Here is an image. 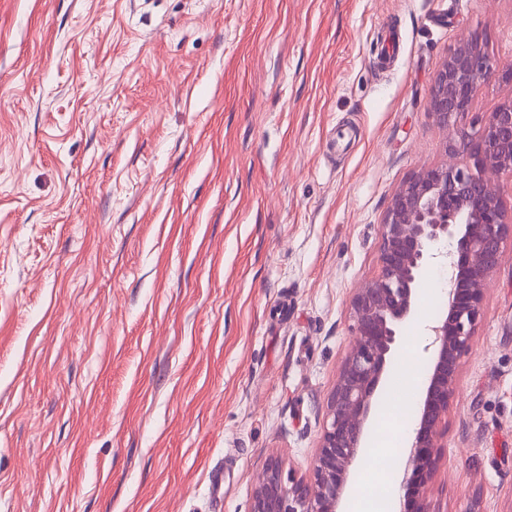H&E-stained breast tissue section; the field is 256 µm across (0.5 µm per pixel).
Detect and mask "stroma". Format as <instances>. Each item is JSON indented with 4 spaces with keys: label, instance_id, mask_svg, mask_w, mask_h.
<instances>
[{
    "label": "stroma",
    "instance_id": "1",
    "mask_svg": "<svg viewBox=\"0 0 512 512\" xmlns=\"http://www.w3.org/2000/svg\"><path fill=\"white\" fill-rule=\"evenodd\" d=\"M475 34L512 65V0H0V512H250L270 457L307 471ZM447 277L382 395L424 381ZM442 444L433 512H512L511 249Z\"/></svg>",
    "mask_w": 512,
    "mask_h": 512
}]
</instances>
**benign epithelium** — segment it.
Returning a JSON list of instances; mask_svg holds the SVG:
<instances>
[{
  "label": "benign epithelium",
  "mask_w": 512,
  "mask_h": 512,
  "mask_svg": "<svg viewBox=\"0 0 512 512\" xmlns=\"http://www.w3.org/2000/svg\"><path fill=\"white\" fill-rule=\"evenodd\" d=\"M495 72L512 83V67L499 66L474 37L452 49L435 75L429 109L439 126L453 130L448 162L420 169L392 197L379 228L378 274L347 304L352 342L327 399L310 467L299 475L271 458L250 512H342L387 362L415 306L421 270L432 245L450 238L456 240L451 288L442 317L430 328L431 373L400 481L398 512H431L424 489L438 470L459 363L475 336L487 284L512 243V203L493 182L495 176L512 178V99L478 123L466 121Z\"/></svg>",
  "instance_id": "benign-epithelium-1"
}]
</instances>
